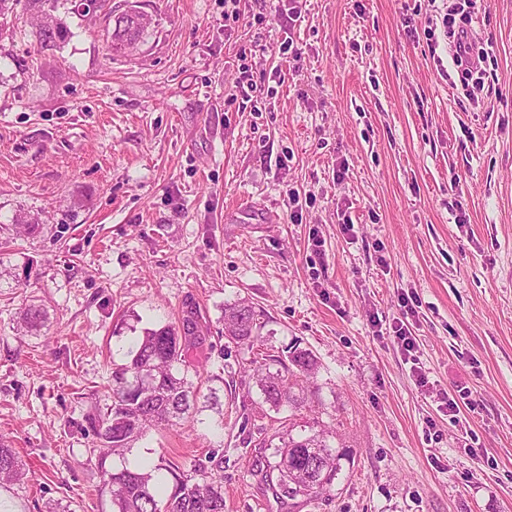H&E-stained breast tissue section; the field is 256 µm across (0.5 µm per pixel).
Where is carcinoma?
<instances>
[{"instance_id":"cac0c4a2","label":"carcinoma","mask_w":512,"mask_h":512,"mask_svg":"<svg viewBox=\"0 0 512 512\" xmlns=\"http://www.w3.org/2000/svg\"><path fill=\"white\" fill-rule=\"evenodd\" d=\"M57 2L0 0V26L21 4L31 12L37 45L45 50L59 49L71 37V31L56 15ZM145 29L135 13L114 16L109 35L111 49L123 51L122 43L138 40ZM258 316L247 299L225 305L224 336L237 344L254 346L260 341ZM41 319L42 313L35 306L20 311V321L28 329H37ZM196 326L194 312L189 311L178 326L168 324L144 331L130 362L115 368L111 404L85 418L84 430L99 440L100 455L119 454L148 430L174 426L193 416L197 390L186 376L179 375V365L185 363L184 349ZM250 364L270 407L278 411L283 406H304L303 381L318 368L312 351H289L288 362L278 361L281 368L274 372L263 368L255 358ZM277 435V461H258L254 475L263 482L276 481L274 488L280 498L312 497L333 484L346 453L333 444L336 436L332 432L290 421ZM159 470L161 466L157 465L151 469L103 471V487L111 493L117 512H224V455H209L208 463L195 464L190 474L167 466L172 486L163 498L156 491L155 472ZM28 474L16 451L0 437V483H23Z\"/></svg>"}]
</instances>
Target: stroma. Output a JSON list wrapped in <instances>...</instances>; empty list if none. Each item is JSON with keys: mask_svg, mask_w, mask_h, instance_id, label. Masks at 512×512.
<instances>
[{"mask_svg": "<svg viewBox=\"0 0 512 512\" xmlns=\"http://www.w3.org/2000/svg\"><path fill=\"white\" fill-rule=\"evenodd\" d=\"M133 4L153 21L130 53L74 0L59 49L27 16L0 29V435L35 473L0 501L113 512L102 468L219 452L224 512H512V0H477L470 95L442 75L430 0H304L297 17L239 0L230 20L224 0H110ZM241 298L260 312L251 348L224 336ZM30 303L35 333L16 327ZM193 307L187 377L219 409L97 466L79 426L113 368ZM295 345L347 456L326 491L284 502L253 474L274 449L252 443L293 412L250 361Z\"/></svg>", "mask_w": 512, "mask_h": 512, "instance_id": "stroma-1", "label": "stroma"}]
</instances>
